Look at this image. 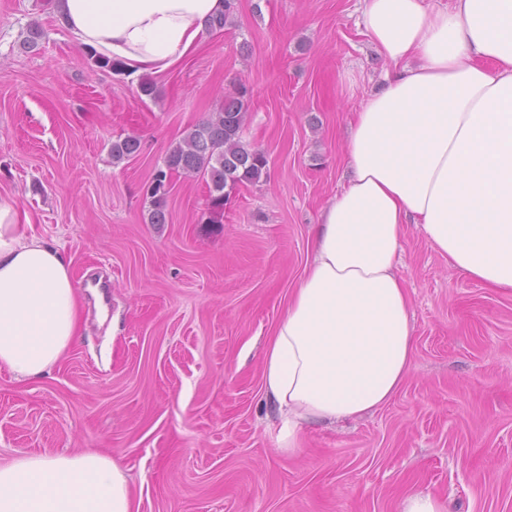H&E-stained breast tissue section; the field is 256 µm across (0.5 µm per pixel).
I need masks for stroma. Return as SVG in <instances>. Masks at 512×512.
<instances>
[{
    "mask_svg": "<svg viewBox=\"0 0 512 512\" xmlns=\"http://www.w3.org/2000/svg\"><path fill=\"white\" fill-rule=\"evenodd\" d=\"M362 0H237L232 25L141 101L92 70L46 0H0V195L57 246L82 303L79 336L40 377L0 367V463L97 448L138 512H512V294L452 268L411 224L401 265L414 352L399 392L297 448L263 388L267 340L310 257V229L348 176L350 115L387 68ZM43 36L22 42L31 22ZM266 177L205 224L208 188L177 176L169 221L143 189L234 81ZM136 157L113 164L117 137ZM140 149V139L135 135H127L124 138L119 137L112 142L110 152L112 154L113 164H119L138 154ZM401 512H446V508L433 494H411L403 500Z\"/></svg>",
    "mask_w": 512,
    "mask_h": 512,
    "instance_id": "1",
    "label": "stroma"
}]
</instances>
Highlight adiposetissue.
<instances>
[{"mask_svg": "<svg viewBox=\"0 0 512 512\" xmlns=\"http://www.w3.org/2000/svg\"><path fill=\"white\" fill-rule=\"evenodd\" d=\"M389 63L350 123L351 177L314 228V252L268 340L264 387L289 443L304 426L388 403L412 364L410 298L398 272L421 225L454 268L512 293V0H364ZM224 0H59L58 24L130 76L168 72ZM81 330L59 250L19 226L0 196V366L41 376ZM0 512H138L127 476L96 449L0 464Z\"/></svg>", "mask_w": 512, "mask_h": 512, "instance_id": "ef3b65f1", "label": "adipose tissue"}]
</instances>
